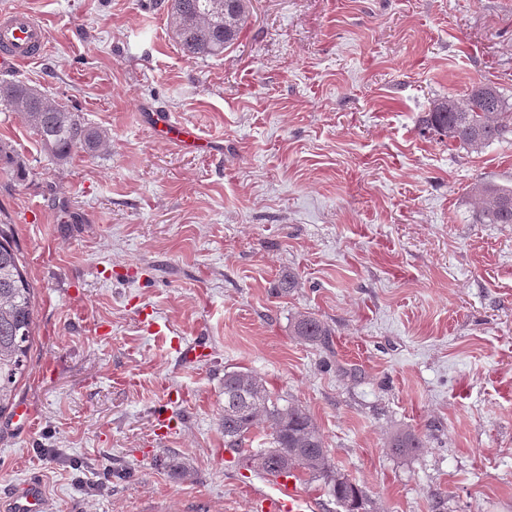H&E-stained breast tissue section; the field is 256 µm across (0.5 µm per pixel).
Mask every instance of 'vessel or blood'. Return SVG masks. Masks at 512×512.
Masks as SVG:
<instances>
[{"instance_id":"obj_1","label":"vessel or blood","mask_w":512,"mask_h":512,"mask_svg":"<svg viewBox=\"0 0 512 512\" xmlns=\"http://www.w3.org/2000/svg\"><path fill=\"white\" fill-rule=\"evenodd\" d=\"M48 32L43 22L29 12L0 8V63L17 65L38 59L45 51ZM163 130L172 144L186 151L208 149V142L197 133L170 119L163 120ZM44 491L35 483L25 484L10 502L9 512H43ZM267 512H301L294 487L280 486L278 494L263 497Z\"/></svg>"}]
</instances>
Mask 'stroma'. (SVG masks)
<instances>
[{
    "label": "stroma",
    "instance_id": "35a3bbf8",
    "mask_svg": "<svg viewBox=\"0 0 512 512\" xmlns=\"http://www.w3.org/2000/svg\"><path fill=\"white\" fill-rule=\"evenodd\" d=\"M0 3L49 33L0 80L107 140L59 160L0 111V224L36 303L16 397L34 421L0 416V512L30 479L45 512H261L278 479L224 448L241 367L308 411L371 512H512V224L472 192L512 185V136L476 153L420 132L474 82L512 100V0H250L204 60L169 0ZM161 114L211 151L162 139ZM305 313L328 343L295 336ZM198 342L206 360L180 356ZM400 431L424 448L393 454Z\"/></svg>",
    "mask_w": 512,
    "mask_h": 512
}]
</instances>
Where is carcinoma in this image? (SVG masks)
Instances as JSON below:
<instances>
[{
    "mask_svg": "<svg viewBox=\"0 0 512 512\" xmlns=\"http://www.w3.org/2000/svg\"><path fill=\"white\" fill-rule=\"evenodd\" d=\"M168 17L182 53L192 59L217 57L232 46L245 28L246 0H170ZM0 108L17 114L50 155L73 152L95 156L106 147L105 135L87 123L75 108L57 102L20 80L0 82ZM423 130L439 136L453 149L479 152L512 134V106L491 82L473 86L464 98L436 99L423 119ZM473 192L487 224H512V186L479 182ZM8 225H0V416L13 409L17 383L30 365L34 293ZM297 336L319 341L331 335L311 314L293 324ZM224 447L237 453L258 428L268 446L247 455L251 469L264 475L307 474L322 482L344 512H368L365 492L331 466L327 449L311 416L298 404L273 394L252 371L224 372ZM423 447L417 435L393 437L389 448L409 455Z\"/></svg>",
    "mask_w": 512,
    "mask_h": 512,
    "instance_id": "1",
    "label": "carcinoma"
}]
</instances>
